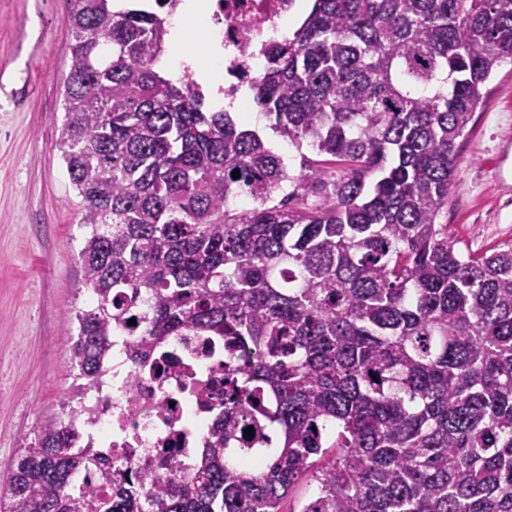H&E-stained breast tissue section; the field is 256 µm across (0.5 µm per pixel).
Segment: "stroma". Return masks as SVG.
Here are the masks:
<instances>
[{
	"mask_svg": "<svg viewBox=\"0 0 512 512\" xmlns=\"http://www.w3.org/2000/svg\"><path fill=\"white\" fill-rule=\"evenodd\" d=\"M68 11L69 0H0V81L23 90L0 97V486L24 443L46 420L64 417L73 370L63 331L87 306L81 199L57 147L71 65ZM486 88L457 141L459 165L438 217L460 250L477 255L512 242V63ZM257 130L292 174L305 156L326 181L341 175L326 156L296 150L269 120Z\"/></svg>",
	"mask_w": 512,
	"mask_h": 512,
	"instance_id": "obj_1",
	"label": "stroma"
}]
</instances>
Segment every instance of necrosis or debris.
Wrapping results in <instances>:
<instances>
[{
	"instance_id": "4bbe7bcc",
	"label": "necrosis or debris",
	"mask_w": 512,
	"mask_h": 512,
	"mask_svg": "<svg viewBox=\"0 0 512 512\" xmlns=\"http://www.w3.org/2000/svg\"><path fill=\"white\" fill-rule=\"evenodd\" d=\"M296 0H210L201 19L216 51L218 78L206 94L238 99L263 74L264 49L288 35ZM135 339L112 332L102 383L72 401L73 426L106 464L153 475L190 472L210 437L214 380L224 376V339L183 332L142 360Z\"/></svg>"
}]
</instances>
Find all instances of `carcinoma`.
I'll return each mask as SVG.
<instances>
[{
    "instance_id": "obj_1",
    "label": "carcinoma",
    "mask_w": 512,
    "mask_h": 512,
    "mask_svg": "<svg viewBox=\"0 0 512 512\" xmlns=\"http://www.w3.org/2000/svg\"><path fill=\"white\" fill-rule=\"evenodd\" d=\"M67 23L58 147L97 297L64 333L80 388L115 328L138 337L136 358L186 330L254 356L216 381L224 402L188 475L118 469L92 496L71 476L96 457L50 421L0 512H281L309 474L300 512H512V244L465 254L437 223L456 142L512 61V0H314L254 86L276 133L347 169L314 209L290 202L322 171L290 173L155 67L165 18L71 0ZM239 195L254 206L233 213ZM244 418L280 439L258 471L227 462Z\"/></svg>"
}]
</instances>
